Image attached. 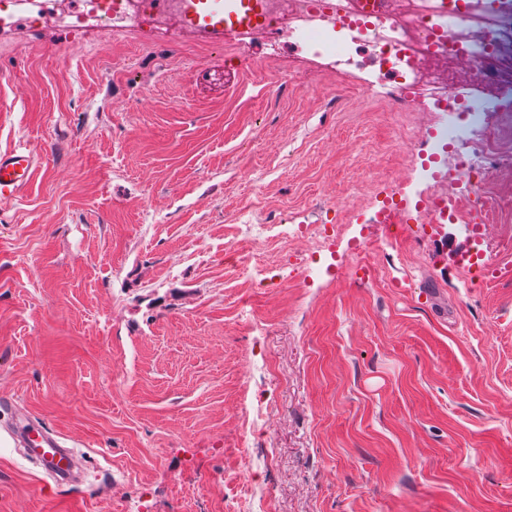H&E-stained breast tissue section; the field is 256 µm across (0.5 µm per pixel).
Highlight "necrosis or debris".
Returning <instances> with one entry per match:
<instances>
[{
	"mask_svg": "<svg viewBox=\"0 0 512 512\" xmlns=\"http://www.w3.org/2000/svg\"><path fill=\"white\" fill-rule=\"evenodd\" d=\"M82 2V10L76 12L70 0H0V28L18 22L35 28L49 13L70 29L91 23L107 32L128 30L135 20L151 26L162 19L151 0ZM480 7L486 24L476 38L465 41L448 0H418L403 13L394 10L392 0H383L374 14L365 13L360 0H333L329 6L324 0H270L271 27L265 37L274 48L291 29L302 28L318 40L340 75L355 65L352 45L370 47L380 72L392 77L391 92L400 105L413 108L422 96L428 111L438 113L467 100L464 86L454 79L461 57L481 69L487 86L512 84V0H481ZM455 168L458 183L437 188L430 214H455L463 195L471 207L483 206L482 171L473 168L464 153L458 154Z\"/></svg>",
	"mask_w": 512,
	"mask_h": 512,
	"instance_id": "4bbe7bcc",
	"label": "necrosis or debris"
}]
</instances>
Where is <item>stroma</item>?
I'll list each match as a JSON object with an SVG mask.
<instances>
[{
  "instance_id": "obj_1",
  "label": "stroma",
  "mask_w": 512,
  "mask_h": 512,
  "mask_svg": "<svg viewBox=\"0 0 512 512\" xmlns=\"http://www.w3.org/2000/svg\"><path fill=\"white\" fill-rule=\"evenodd\" d=\"M104 37L0 30V151L36 157L0 199V395L83 471L0 413V512H512V98L475 240L423 223L433 115L364 95L371 55ZM9 432L14 437L24 436L30 447L27 455L39 461L54 482L60 484L69 477L70 454L60 437L39 431L28 419L16 424V429Z\"/></svg>"
}]
</instances>
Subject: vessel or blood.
<instances>
[{
	"mask_svg": "<svg viewBox=\"0 0 512 512\" xmlns=\"http://www.w3.org/2000/svg\"><path fill=\"white\" fill-rule=\"evenodd\" d=\"M267 0H182L184 20L198 32L223 39L225 31L256 29L266 20ZM35 156L29 151L0 152V199L15 196L31 181ZM29 445V457L39 461L54 481L70 474V454L63 440L43 433L30 421L16 426Z\"/></svg>",
	"mask_w": 512,
	"mask_h": 512,
	"instance_id": "1",
	"label": "vessel or blood"
}]
</instances>
